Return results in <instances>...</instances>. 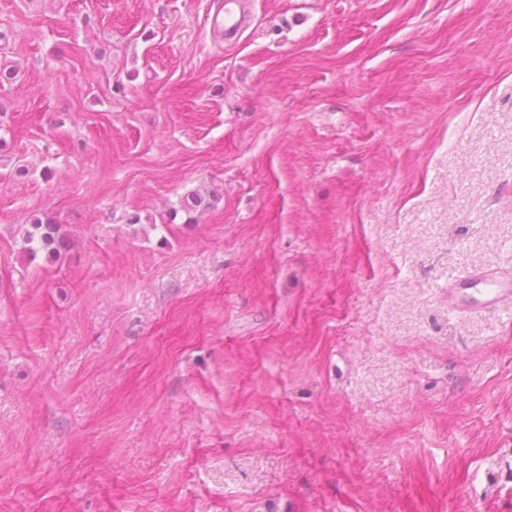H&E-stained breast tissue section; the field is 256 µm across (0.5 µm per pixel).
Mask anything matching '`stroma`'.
Wrapping results in <instances>:
<instances>
[{"instance_id":"1","label":"stroma","mask_w":512,"mask_h":512,"mask_svg":"<svg viewBox=\"0 0 512 512\" xmlns=\"http://www.w3.org/2000/svg\"><path fill=\"white\" fill-rule=\"evenodd\" d=\"M213 9L0 0V512H512V0ZM245 0H224L213 13L210 27L217 40L236 36L245 23ZM215 194L201 189L187 194L180 200L179 209L185 215V223L193 224L208 209L212 207L215 201ZM24 242L26 246L23 252L30 261H34L41 253L49 260L60 258L70 247V240L61 226L53 224L49 219L44 221L39 216L30 220ZM478 288L477 296L466 299L462 295V288L457 284L448 286V305L454 308H488L496 305L505 298H512V279H503L494 274L475 273L469 277Z\"/></svg>"}]
</instances>
